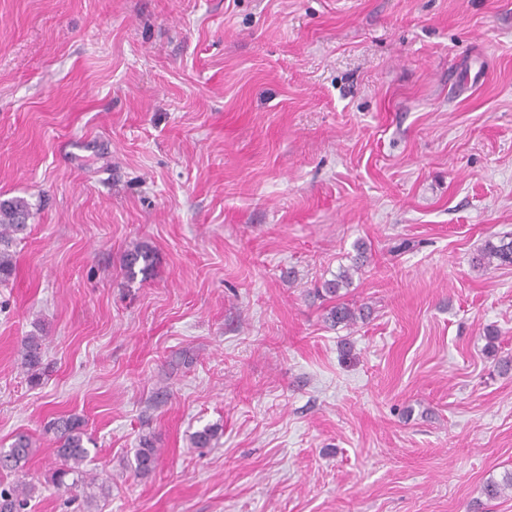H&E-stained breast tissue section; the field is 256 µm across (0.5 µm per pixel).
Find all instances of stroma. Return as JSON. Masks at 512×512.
<instances>
[{"mask_svg":"<svg viewBox=\"0 0 512 512\" xmlns=\"http://www.w3.org/2000/svg\"><path fill=\"white\" fill-rule=\"evenodd\" d=\"M12 197L0 448L36 451L0 486L30 512H512L481 494L512 470V266L471 263L512 233V0H0ZM361 242L372 313L336 327L318 289ZM64 414L93 490L52 480ZM22 359L30 378L38 381L43 359V343L39 336L25 338L22 346ZM141 448H138L135 456L136 470L142 474L150 473L154 468L157 457V448L147 436L140 440ZM34 487L25 481L0 491V512H23Z\"/></svg>","mask_w":512,"mask_h":512,"instance_id":"stroma-1","label":"stroma"}]
</instances>
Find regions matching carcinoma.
<instances>
[{
  "instance_id": "carcinoma-1",
  "label": "carcinoma",
  "mask_w": 512,
  "mask_h": 512,
  "mask_svg": "<svg viewBox=\"0 0 512 512\" xmlns=\"http://www.w3.org/2000/svg\"><path fill=\"white\" fill-rule=\"evenodd\" d=\"M30 216L29 203L22 197L0 201V282L8 280L13 271V254L11 248L19 236L25 234L27 221ZM143 263L140 271L148 270L151 265V254L148 250L138 248L129 253L126 258V270L129 275H135V266ZM472 262L474 266L488 269L494 264H512V238L502 237L499 242L487 241L481 247ZM361 270V266L354 264L347 269L340 270L336 277L325 283V292L331 295H340V291L353 284L352 273ZM364 318L363 309L354 308L346 302H338L328 316V320L335 326L350 325ZM23 364L34 381L40 379V369L43 359V343L38 336H28L22 346ZM56 435L57 448L54 455L60 461L61 467L55 473V481L62 485L67 477H72V485L81 484L93 487L95 478L80 470V467L89 456L86 443L90 442L84 429V420L77 415L60 416L53 419L50 424ZM141 448L136 452V470L142 474L150 473L154 468L157 457V448L153 441L147 437L140 440ZM33 451V441L27 434L20 433L15 436L10 447L0 450V468L3 470H18L23 467ZM33 486L22 482L10 490L0 491V512H24L27 500L31 497ZM512 492V471H505L501 479H489L482 488L481 494L488 500H497L507 492Z\"/></svg>"
}]
</instances>
